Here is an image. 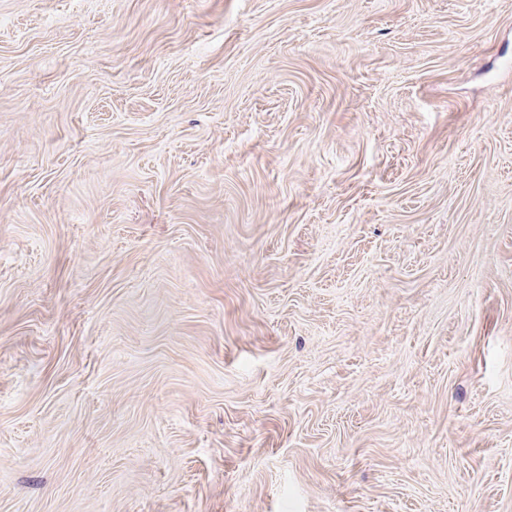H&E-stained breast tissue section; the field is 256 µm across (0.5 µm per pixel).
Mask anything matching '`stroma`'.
Instances as JSON below:
<instances>
[{"instance_id":"obj_1","label":"stroma","mask_w":512,"mask_h":512,"mask_svg":"<svg viewBox=\"0 0 512 512\" xmlns=\"http://www.w3.org/2000/svg\"><path fill=\"white\" fill-rule=\"evenodd\" d=\"M0 512H512V0H0Z\"/></svg>"}]
</instances>
